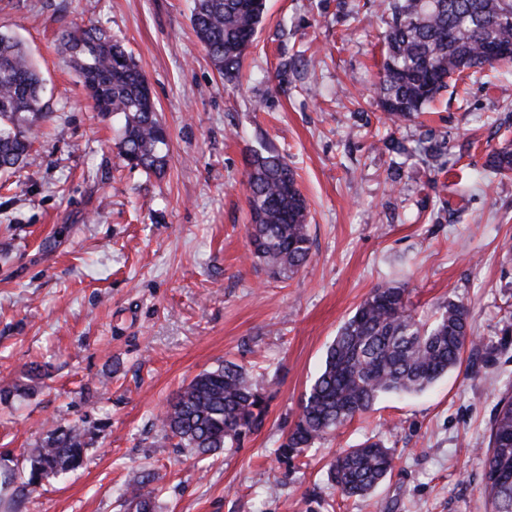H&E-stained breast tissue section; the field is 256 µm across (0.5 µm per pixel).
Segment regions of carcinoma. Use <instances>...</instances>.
<instances>
[{
  "instance_id": "obj_1",
  "label": "carcinoma",
  "mask_w": 512,
  "mask_h": 512,
  "mask_svg": "<svg viewBox=\"0 0 512 512\" xmlns=\"http://www.w3.org/2000/svg\"><path fill=\"white\" fill-rule=\"evenodd\" d=\"M391 22L378 84L390 118L424 111L448 80L492 64L489 47L512 59V0H390ZM266 10L265 0H195L191 22L216 69L239 79ZM62 48L88 92L93 108L123 117L119 155L153 174L169 163V136L160 121L147 79L121 41L98 27L65 29ZM42 78L21 40L0 32V171L27 163L36 131L48 116ZM487 170L512 173V146L492 150ZM246 200L252 258L268 273L288 277L311 260L307 203L294 171L272 148L247 159ZM473 338L468 308L448 301L432 324L416 319L407 289L383 284L341 326L329 345L324 367L302 401L301 412L277 449L290 461L326 435L374 409L389 393H414L448 374ZM268 412L265 395L245 367L231 361L196 375L158 418L164 438L196 456L234 448L260 430ZM85 430L57 428L28 457L26 485L66 474L82 463ZM393 456L380 440L345 449L328 478L349 496H364L386 478ZM483 490L492 512H512V395L497 404L490 446L483 459ZM135 512H151L144 483L127 498Z\"/></svg>"
}]
</instances>
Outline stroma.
I'll return each mask as SVG.
<instances>
[{"instance_id": "35a3bbf8", "label": "stroma", "mask_w": 512, "mask_h": 512, "mask_svg": "<svg viewBox=\"0 0 512 512\" xmlns=\"http://www.w3.org/2000/svg\"><path fill=\"white\" fill-rule=\"evenodd\" d=\"M388 0H267L237 81L210 63L193 0H0L50 113L27 164L0 174V469L57 427L85 429L83 463L0 512H490L482 489L497 403L512 391V65L449 85L425 114L388 120L376 94ZM97 25L144 72L169 133L162 176L126 166L120 121L95 112L60 45ZM269 145L309 206L312 260L273 278L248 256L247 167ZM394 282L418 319L470 310L475 343L425 390L387 395L311 448L274 451L339 327ZM252 368L269 401L242 447L198 459L159 412L197 374ZM384 440L390 475L363 497L327 477L345 448ZM490 173L508 176L512 173V147L511 144L492 150L486 161Z\"/></svg>"}]
</instances>
